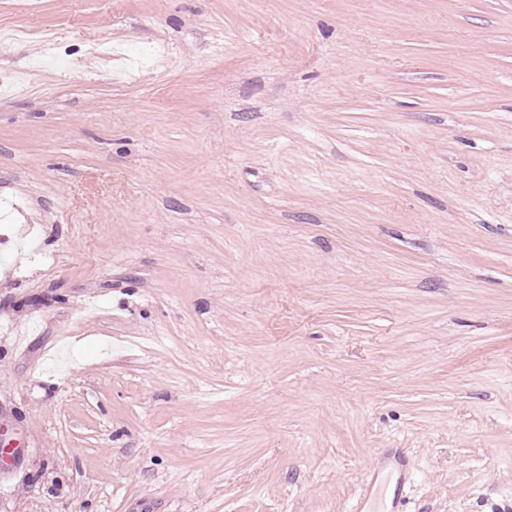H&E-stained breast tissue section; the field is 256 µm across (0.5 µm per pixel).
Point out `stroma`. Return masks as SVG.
<instances>
[{
    "label": "stroma",
    "mask_w": 512,
    "mask_h": 512,
    "mask_svg": "<svg viewBox=\"0 0 512 512\" xmlns=\"http://www.w3.org/2000/svg\"><path fill=\"white\" fill-rule=\"evenodd\" d=\"M1 204L0 512H512V0H0Z\"/></svg>",
    "instance_id": "stroma-1"
}]
</instances>
